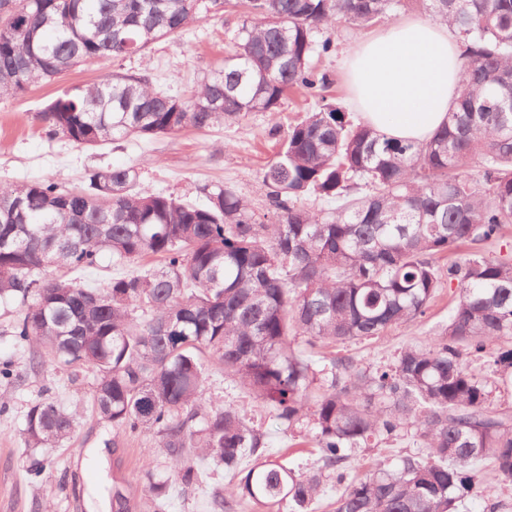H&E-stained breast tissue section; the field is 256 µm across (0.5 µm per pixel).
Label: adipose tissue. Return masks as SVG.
Instances as JSON below:
<instances>
[{
    "label": "adipose tissue",
    "instance_id": "1",
    "mask_svg": "<svg viewBox=\"0 0 512 512\" xmlns=\"http://www.w3.org/2000/svg\"><path fill=\"white\" fill-rule=\"evenodd\" d=\"M344 66L362 120L398 140H427L448 119L461 81V48L448 24L407 18L358 42Z\"/></svg>",
    "mask_w": 512,
    "mask_h": 512
}]
</instances>
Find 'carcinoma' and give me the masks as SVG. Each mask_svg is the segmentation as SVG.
<instances>
[{
    "label": "carcinoma",
    "mask_w": 512,
    "mask_h": 512,
    "mask_svg": "<svg viewBox=\"0 0 512 512\" xmlns=\"http://www.w3.org/2000/svg\"><path fill=\"white\" fill-rule=\"evenodd\" d=\"M222 2L241 18L222 66L184 97L148 71H106L38 113L50 137L96 149L276 112L303 93L262 172L272 215L228 184L198 204L156 193L137 167L89 172L69 191L53 180L0 184V303L24 312L13 335L51 362L95 372L93 406L122 431L145 430L168 472L145 473L162 502L223 469L211 491L236 512L248 498L311 512L327 474L357 448L416 430L419 450L350 482L336 512H455L483 460L512 484V416L493 406L471 353L512 337V258L486 245L512 227V0H0V98L85 63L143 52ZM420 4L455 28L465 60L456 106L426 142L398 141L353 120L313 58L314 33L367 28ZM334 199L332 211L308 200ZM104 256L142 266L89 287ZM458 298L442 334L375 372L314 348L379 336L426 315L439 289ZM319 448L299 473L264 458L265 435L242 410L206 398L204 359ZM512 377V348L493 353ZM76 413L52 400L24 419L26 451L69 439ZM112 512H132L112 486Z\"/></svg>",
    "instance_id": "1"
}]
</instances>
